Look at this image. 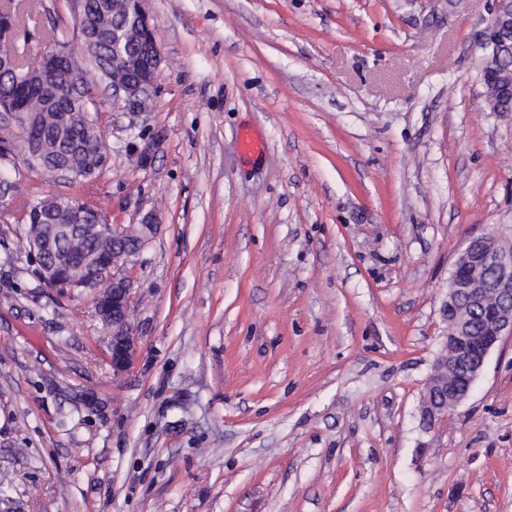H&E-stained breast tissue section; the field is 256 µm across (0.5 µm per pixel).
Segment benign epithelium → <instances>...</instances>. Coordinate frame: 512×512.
Masks as SVG:
<instances>
[{
	"label": "benign epithelium",
	"mask_w": 512,
	"mask_h": 512,
	"mask_svg": "<svg viewBox=\"0 0 512 512\" xmlns=\"http://www.w3.org/2000/svg\"><path fill=\"white\" fill-rule=\"evenodd\" d=\"M512 25V0H492L490 18L480 33L481 44L498 52L501 47L500 31ZM161 64L160 54L149 60L145 76L137 80H112L108 68L101 66L98 73L101 85L110 92L113 110L117 112H145L153 98L155 80ZM44 76L56 83L71 87L70 100L87 97L90 81L65 42L46 47L40 58ZM0 119L18 130L25 140L32 141V150L24 154L25 162L32 168L59 182L74 176L71 163L56 159L45 151L39 139V124L34 114L18 110L1 112ZM157 229L156 216L148 212L140 224L128 228L112 224H86L81 215L73 217L69 224H57L50 234L31 241V252L40 257L39 278L49 287L70 277L73 259L63 248V243L84 236L110 238L116 243L131 246L132 261L138 260ZM486 235L473 236L458 251L454 266L466 269L482 264L492 270L487 280H479L463 274L448 281V300L444 309L448 313V339L437 357L433 372L425 383L419 414L422 424L431 429L457 407L469 394L481 374L490 351L505 337L512 336V246L499 245L493 254L482 250ZM83 264L92 271V279L71 284L77 290L95 293L96 312L112 330L111 356L115 371L126 369L136 353L137 340L132 322L130 295L132 282L124 274L127 262L108 259L105 256L84 255ZM465 307L483 312L485 327L480 335H473L467 323L459 318Z\"/></svg>",
	"instance_id": "7a95c632"
}]
</instances>
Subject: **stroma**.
Listing matches in <instances>:
<instances>
[{
  "instance_id": "stroma-1",
  "label": "stroma",
  "mask_w": 512,
  "mask_h": 512,
  "mask_svg": "<svg viewBox=\"0 0 512 512\" xmlns=\"http://www.w3.org/2000/svg\"><path fill=\"white\" fill-rule=\"evenodd\" d=\"M489 0H141L151 111L94 89L107 168L154 212L115 371L93 291L45 287L0 223V512H512V337L436 428L418 408L471 236L512 237V112ZM17 43L80 50L73 0ZM265 150L240 149L243 129ZM0 125L5 204L67 192Z\"/></svg>"
}]
</instances>
